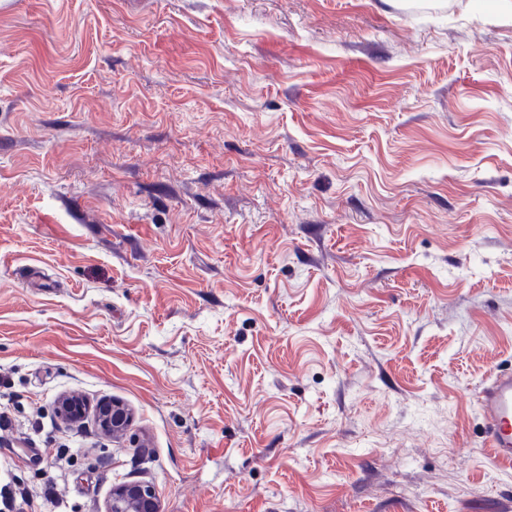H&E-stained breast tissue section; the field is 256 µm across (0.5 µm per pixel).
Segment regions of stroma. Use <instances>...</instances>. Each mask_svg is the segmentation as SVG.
<instances>
[{
    "label": "stroma",
    "instance_id": "stroma-1",
    "mask_svg": "<svg viewBox=\"0 0 512 512\" xmlns=\"http://www.w3.org/2000/svg\"><path fill=\"white\" fill-rule=\"evenodd\" d=\"M499 368L512 0H0L20 512H512ZM484 419L483 436L493 462L512 468V369L493 373L477 391ZM98 420L105 430L112 432L113 436H118L128 425L129 414L121 403L112 402L109 407L101 406L99 408ZM105 512H160L155 489L143 483H124L113 487Z\"/></svg>",
    "mask_w": 512,
    "mask_h": 512
}]
</instances>
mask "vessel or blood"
<instances>
[{
    "mask_svg": "<svg viewBox=\"0 0 512 512\" xmlns=\"http://www.w3.org/2000/svg\"><path fill=\"white\" fill-rule=\"evenodd\" d=\"M485 445L495 464L512 468V369L493 373L477 391Z\"/></svg>",
    "mask_w": 512,
    "mask_h": 512,
    "instance_id": "1",
    "label": "vessel or blood"
}]
</instances>
